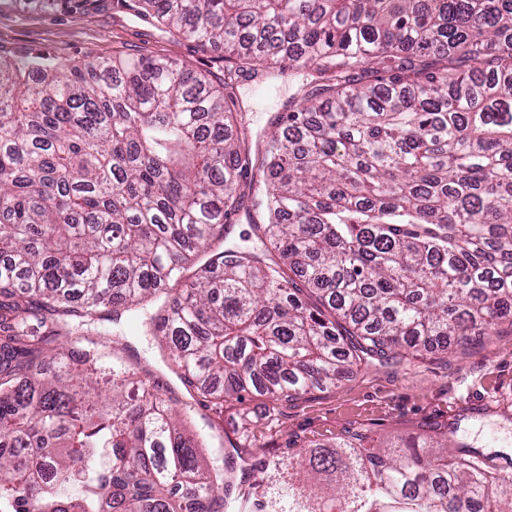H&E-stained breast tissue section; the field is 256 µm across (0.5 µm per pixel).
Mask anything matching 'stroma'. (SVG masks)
Listing matches in <instances>:
<instances>
[{
  "mask_svg": "<svg viewBox=\"0 0 512 512\" xmlns=\"http://www.w3.org/2000/svg\"><path fill=\"white\" fill-rule=\"evenodd\" d=\"M43 50L64 60L78 61L91 54L103 58L125 51L161 55L198 71L222 74L224 51L199 49L195 44L160 31L153 21L128 13L119 0H107L105 9L74 16L70 11H49L37 0H0V50ZM296 76L287 71L269 85L242 82L238 94L248 113L249 129L259 138L271 129L293 92ZM102 340L122 341V358L137 372L148 373L151 383L171 389L183 400V411L193 426L212 444L232 439L230 424L196 405L176 375L167 367L153 336L144 332L137 317L120 322L100 321ZM512 400V328L482 342L445 354H431L414 366L395 361L373 362L354 371L337 387L314 389L282 408L274 420H264V408L252 401L255 425L247 442L227 449L224 466L235 476L237 494L250 489L249 465L257 456L287 457L290 450L326 444L359 430L369 443L378 444L422 432L425 425L459 422L449 432L452 441L481 446L491 437L512 440V422L503 416V403Z\"/></svg>",
  "mask_w": 512,
  "mask_h": 512,
  "instance_id": "stroma-1",
  "label": "stroma"
}]
</instances>
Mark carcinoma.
Instances as JSON below:
<instances>
[{"mask_svg":"<svg viewBox=\"0 0 512 512\" xmlns=\"http://www.w3.org/2000/svg\"><path fill=\"white\" fill-rule=\"evenodd\" d=\"M121 4L224 48V74L0 51V512H224L231 496L178 399L67 317L149 311L221 420L512 325V0ZM278 67L301 79L255 151L236 83ZM242 211L257 247L227 239ZM446 437L260 457L244 508L512 512L508 445Z\"/></svg>","mask_w":512,"mask_h":512,"instance_id":"cac0c4a2","label":"carcinoma"}]
</instances>
